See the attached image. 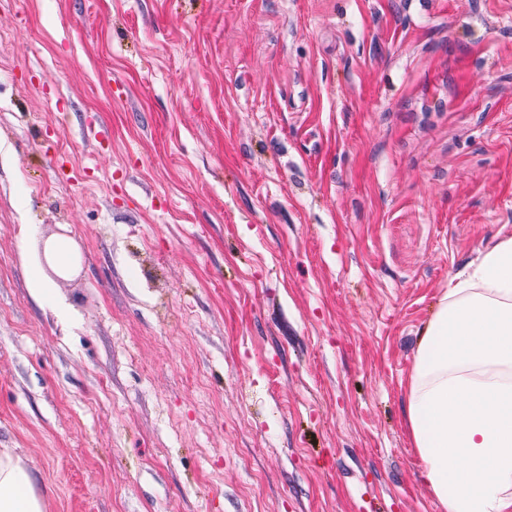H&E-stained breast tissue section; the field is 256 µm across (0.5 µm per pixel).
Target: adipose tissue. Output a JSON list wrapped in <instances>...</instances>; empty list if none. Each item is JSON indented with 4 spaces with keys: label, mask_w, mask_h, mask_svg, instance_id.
Masks as SVG:
<instances>
[{
    "label": "adipose tissue",
    "mask_w": 512,
    "mask_h": 512,
    "mask_svg": "<svg viewBox=\"0 0 512 512\" xmlns=\"http://www.w3.org/2000/svg\"><path fill=\"white\" fill-rule=\"evenodd\" d=\"M408 419L443 512H512V237L449 281L419 342ZM0 512H45L29 468L8 448Z\"/></svg>",
    "instance_id": "1"
}]
</instances>
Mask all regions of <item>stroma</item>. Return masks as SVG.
I'll return each instance as SVG.
<instances>
[{"mask_svg":"<svg viewBox=\"0 0 512 512\" xmlns=\"http://www.w3.org/2000/svg\"><path fill=\"white\" fill-rule=\"evenodd\" d=\"M511 236L512 0H0V448L45 512H442L408 379Z\"/></svg>","mask_w":512,"mask_h":512,"instance_id":"1","label":"stroma"}]
</instances>
